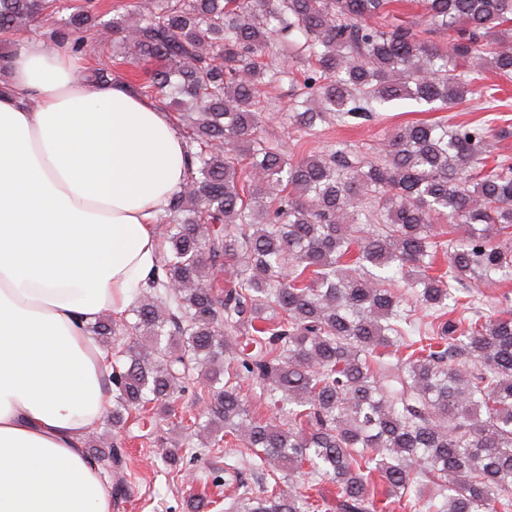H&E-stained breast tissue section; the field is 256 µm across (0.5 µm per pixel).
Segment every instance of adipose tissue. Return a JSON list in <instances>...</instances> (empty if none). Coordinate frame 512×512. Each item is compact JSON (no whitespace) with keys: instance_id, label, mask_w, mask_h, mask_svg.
I'll return each mask as SVG.
<instances>
[{"instance_id":"obj_1","label":"adipose tissue","mask_w":512,"mask_h":512,"mask_svg":"<svg viewBox=\"0 0 512 512\" xmlns=\"http://www.w3.org/2000/svg\"><path fill=\"white\" fill-rule=\"evenodd\" d=\"M29 37L0 70V512H112L86 448L112 399L89 328L124 315L184 184L169 112Z\"/></svg>"}]
</instances>
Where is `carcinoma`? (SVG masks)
Wrapping results in <instances>:
<instances>
[{
  "label": "carcinoma",
  "mask_w": 512,
  "mask_h": 512,
  "mask_svg": "<svg viewBox=\"0 0 512 512\" xmlns=\"http://www.w3.org/2000/svg\"><path fill=\"white\" fill-rule=\"evenodd\" d=\"M391 4L137 0L135 20L112 19V57L147 70L139 93L187 129L186 180L156 224L161 257L135 321L92 327L115 348L112 423L147 417L185 431L188 450L222 433L211 447L229 459L234 512L326 508L288 488L297 478L336 484L333 512H512V305L453 317L475 304L464 280L512 279V160L488 164L480 124L413 122L373 158L297 160L262 129L263 89L286 81L289 121L310 131L406 100L496 101L481 80L512 78V0H421V29L389 22ZM99 25L97 0H0V31L16 36L0 64L34 26L88 56ZM84 77L115 79L103 66ZM444 222L459 234L443 239ZM398 279L432 311V335L407 336ZM200 379L206 420L186 424L175 401ZM242 381L269 419L251 414ZM90 452L124 496L123 446Z\"/></svg>",
  "instance_id": "1"
}]
</instances>
